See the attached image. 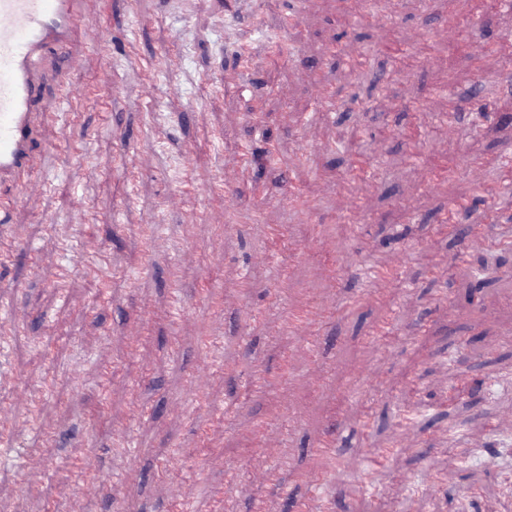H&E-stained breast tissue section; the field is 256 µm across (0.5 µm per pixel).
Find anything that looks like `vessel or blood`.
I'll return each mask as SVG.
<instances>
[{
	"label": "vessel or blood",
	"instance_id": "1",
	"mask_svg": "<svg viewBox=\"0 0 512 512\" xmlns=\"http://www.w3.org/2000/svg\"><path fill=\"white\" fill-rule=\"evenodd\" d=\"M79 28H93L89 0H0V183H11L15 191L25 185L37 126L45 118L37 110L44 83L40 66L49 59L59 69L69 68L65 49ZM15 201L14 194L0 195V262L18 249L3 230ZM80 471L84 493L111 480L90 458L81 462Z\"/></svg>",
	"mask_w": 512,
	"mask_h": 512
}]
</instances>
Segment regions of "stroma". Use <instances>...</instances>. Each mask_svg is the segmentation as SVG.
<instances>
[{
	"label": "stroma",
	"instance_id": "obj_1",
	"mask_svg": "<svg viewBox=\"0 0 512 512\" xmlns=\"http://www.w3.org/2000/svg\"><path fill=\"white\" fill-rule=\"evenodd\" d=\"M289 2L91 0L96 32L74 31L71 67L39 99L49 120L8 223L19 249L0 266V322L21 326L0 346V400L16 418L0 512H167L184 494L192 512H283L290 498L323 512L327 497L346 512H512V253L500 250L512 241V61L497 52L512 49V4L380 0L373 20L363 0H308L287 29ZM389 39L418 60L406 75ZM62 83L80 89L73 104ZM316 83L335 108L316 102ZM452 100L460 116L446 126ZM407 127L462 173L411 163ZM247 141L272 155L241 158ZM357 153L374 165L352 178ZM220 172L231 200L196 194ZM478 184L485 203L452 210ZM346 193L363 213L354 237L337 219ZM228 203L257 221L225 223ZM449 216L483 227L466 259L436 231ZM97 247L109 259L94 275L73 256ZM398 261L404 274L368 279ZM178 292L188 313L175 322ZM313 301L335 313L310 353L287 316ZM381 324L386 349L367 340ZM205 356L206 405L176 406ZM255 372L266 385L249 397ZM473 380L478 399L449 401ZM406 408L416 416L399 440ZM260 422L263 442L241 462ZM116 426L129 456L109 446ZM329 432L347 463L325 471L314 449ZM174 453L177 471L159 477ZM86 457L118 481L82 494L59 480ZM274 466L280 487L249 481ZM24 469L51 498L19 484Z\"/></svg>",
	"mask_w": 512,
	"mask_h": 512
}]
</instances>
